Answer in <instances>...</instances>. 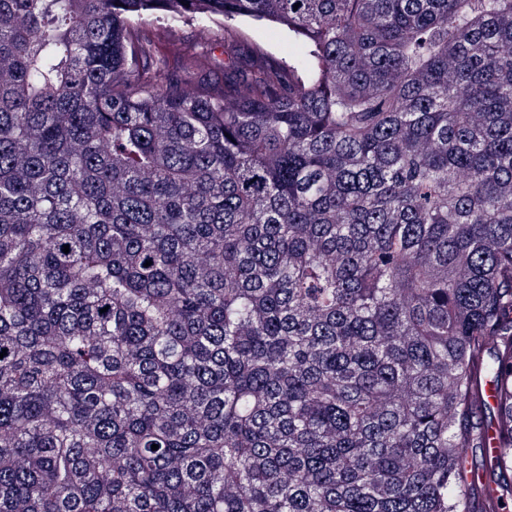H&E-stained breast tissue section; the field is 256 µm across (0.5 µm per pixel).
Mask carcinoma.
Listing matches in <instances>:
<instances>
[{"label":"carcinoma","mask_w":512,"mask_h":512,"mask_svg":"<svg viewBox=\"0 0 512 512\" xmlns=\"http://www.w3.org/2000/svg\"><path fill=\"white\" fill-rule=\"evenodd\" d=\"M158 13L309 59L213 81ZM2 349L0 512H478L512 0H0ZM233 25L248 38L257 41L279 57L291 61H304L307 58V44L282 25L271 21H255L242 18Z\"/></svg>","instance_id":"carcinoma-1"}]
</instances>
